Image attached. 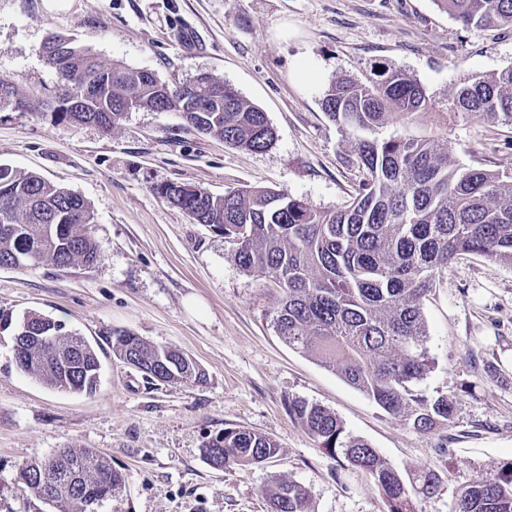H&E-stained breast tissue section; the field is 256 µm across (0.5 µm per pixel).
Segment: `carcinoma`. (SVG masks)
<instances>
[{
    "label": "carcinoma",
    "instance_id": "cac0c4a2",
    "mask_svg": "<svg viewBox=\"0 0 512 512\" xmlns=\"http://www.w3.org/2000/svg\"><path fill=\"white\" fill-rule=\"evenodd\" d=\"M467 27L512 24V0H434ZM45 60L58 75L56 112L63 119L90 117L109 131L127 108L176 111L197 132L250 151H265L275 130L259 107L212 76L188 94L148 69L105 65L87 50L69 45ZM368 84L338 79L323 91L328 119L360 134L355 164L359 191L334 211L270 188L229 190L222 196L199 187L183 192L168 183L157 194L196 223L224 235L234 259L248 273L273 279L283 296L273 326L290 347L313 354L347 384L386 413L419 431L449 425L455 406L446 395L429 398L418 389L430 357L423 300L456 256L477 253L512 266V176L455 164L432 140L408 136L368 138L389 123L429 111L426 90L400 70L382 66ZM8 105L39 112L45 102L10 87ZM448 111L512 125V67L471 75L457 85ZM94 216L79 194L36 174L0 168V268L25 270L48 263L58 269L89 268L99 246L87 226ZM56 324V338L28 349L17 369L51 390L92 395L101 360L85 337L38 312L12 321L15 334ZM113 354L141 373H158L164 384L207 382L206 372L175 348L158 347L127 330L105 337ZM75 352L65 371L63 354ZM288 410L331 457L364 473L380 491L386 512H416L413 494H430L434 472L409 486L365 440L350 435L334 413L293 399ZM211 466H252L273 458L278 445L243 428H226L203 448ZM58 479L57 512H96L116 501L125 476L90 448L62 449L50 456ZM46 461H31L20 479L42 494ZM271 512H310L305 486L279 480L270 490ZM455 512H512V460L496 474L481 476L460 491Z\"/></svg>",
    "mask_w": 512,
    "mask_h": 512
}]
</instances>
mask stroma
Returning <instances> with one entry per match:
<instances>
[{
    "label": "stroma",
    "instance_id": "obj_1",
    "mask_svg": "<svg viewBox=\"0 0 512 512\" xmlns=\"http://www.w3.org/2000/svg\"><path fill=\"white\" fill-rule=\"evenodd\" d=\"M48 2L0 0V78L21 92L50 97L57 75L40 47L63 35L103 63L148 69L172 86L201 73L224 80L266 113L276 140L240 150L176 111H132L108 132L48 110L0 111V167L82 196L100 248L88 269L0 268V310L45 314L93 343L127 330L207 373L203 385L150 384L107 348L95 394L59 392L19 371L12 334L0 333V512H55L18 474L60 448L94 449L123 473L118 512H270L267 491L281 479L308 488L312 512H385L369 479L297 423L292 399L334 412L403 477L437 472L419 512H453L461 488L512 459V266L460 256L426 296L435 365L419 388L454 397L456 413L450 426L420 432L289 347L272 322L280 288L244 272L222 234L157 193L172 182L216 195L267 187L324 211L344 205L359 176L354 139L328 120L322 92L339 76L368 82L380 66L419 81L433 109L377 138H430L456 164L512 176V126L446 113L461 78L512 66V25L466 28L434 0ZM305 62L316 81L299 80ZM230 427L269 436L278 455L213 468L204 445Z\"/></svg>",
    "mask_w": 512,
    "mask_h": 512
}]
</instances>
